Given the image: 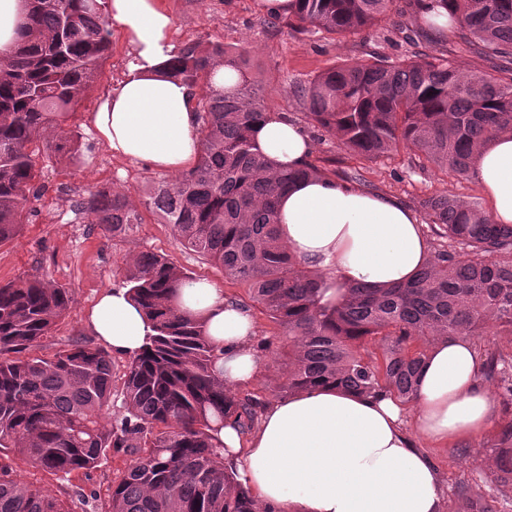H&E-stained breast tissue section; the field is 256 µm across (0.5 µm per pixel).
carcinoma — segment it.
<instances>
[{
	"instance_id": "obj_1",
	"label": "carcinoma",
	"mask_w": 512,
	"mask_h": 512,
	"mask_svg": "<svg viewBox=\"0 0 512 512\" xmlns=\"http://www.w3.org/2000/svg\"><path fill=\"white\" fill-rule=\"evenodd\" d=\"M444 9L448 50L393 60L377 54L334 64L298 85L306 117L359 161L412 148L442 172L476 180L478 156L512 134V0H295L269 14L267 29L341 41L378 27L391 13L420 17ZM107 0H27L21 40L0 57V244L17 237L45 191L35 155L57 163L81 155L68 121L88 100L111 50ZM466 48L496 62L466 70L451 55ZM222 68L232 88L216 85ZM246 49L199 37L178 51L173 74L199 90L193 167L155 183L146 207L172 225L184 248L224 269L274 325L261 348L272 374L253 391L224 386V350L201 318L182 312L177 291L191 279L153 252L132 256L128 293L152 325L143 351L121 377L124 412H112V357L76 342L50 357L37 347L72 303L39 273L0 283V512H87L93 491L74 486L70 501L21 475L20 464L62 479L90 476L107 452L132 456L108 489L105 512H278L224 461L218 432L232 421L247 433L272 398L334 384L361 395L390 393L415 402L417 376L437 341L512 335V224H497L479 202L445 193L418 207L436 238L416 277L382 291L342 285L325 298L322 276L304 269L280 241L278 198L296 181L338 176L336 159L309 158L274 168L253 128L269 115L249 79ZM91 223L120 232L142 223L119 187L102 185L76 204ZM382 342L380 355L368 352ZM482 376L504 416L487 454L493 499H512V355L487 353ZM453 512H493L463 490Z\"/></svg>"
}]
</instances>
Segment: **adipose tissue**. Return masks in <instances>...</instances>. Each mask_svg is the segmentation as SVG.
Listing matches in <instances>:
<instances>
[{
  "label": "adipose tissue",
  "instance_id": "ef3b65f1",
  "mask_svg": "<svg viewBox=\"0 0 512 512\" xmlns=\"http://www.w3.org/2000/svg\"><path fill=\"white\" fill-rule=\"evenodd\" d=\"M108 9L131 52L122 81L92 112L91 124L113 155L183 171L198 157L197 92L171 72L177 55L172 17L160 0H109ZM254 139L277 168L301 164L314 149L300 126L277 116L257 126ZM477 167L493 220L512 224V136H500ZM278 220L283 243L333 286L379 290L407 282L431 254L407 206L337 180L295 183L279 200ZM178 306L201 317L223 347L225 387L238 390L261 378L247 308L205 280L181 288ZM87 326L114 354L128 358L152 333L122 288L103 290ZM482 366L469 339L439 341L420 372L414 411L388 395L320 387L267 405L250 434L229 422L218 436L259 502L284 512H441L442 482L428 450L473 438L493 418L494 401L480 383Z\"/></svg>",
  "mask_w": 512,
  "mask_h": 512
}]
</instances>
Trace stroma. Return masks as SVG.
<instances>
[{"label": "stroma", "instance_id": "35a3bbf8", "mask_svg": "<svg viewBox=\"0 0 512 512\" xmlns=\"http://www.w3.org/2000/svg\"><path fill=\"white\" fill-rule=\"evenodd\" d=\"M257 2L163 0V6L173 17L176 45L208 37L228 46L247 48L251 77L258 83L269 111L282 113L300 125L306 122L305 109L293 95L292 85L313 77L335 61L372 53L404 59L418 48L435 54L442 50L441 43L434 40L411 44L404 31L390 21L363 37L343 42L304 35H273L261 24L264 13ZM111 40V52L96 86L71 122L84 143L83 154L67 166L38 158L46 192L34 202L36 215L30 224L24 225L19 236L0 244V282L37 271L71 292L73 302L69 310L42 341L40 352L45 356L76 341L96 343V336L85 325L87 313L103 289L122 287L129 259L139 251L167 255L193 277L222 288L225 297L235 298L250 308L258 335H270L272 324L259 309L252 307L242 287L226 280L219 265L185 249L170 225L161 223L158 215L143 211L142 223L127 225L125 231L115 233L104 225L89 223L84 214L74 210L75 201L86 198L93 187L105 184L125 189L135 203H142L149 185L164 177L163 172L143 162L113 156L90 129L91 113L122 79L130 53L120 27H113ZM314 153L340 159L342 170L360 171L362 189L391 195L412 209L420 198L441 192L475 199L485 209L490 206L480 184L457 179L424 164L412 149L404 148L396 155L361 165L326 136L315 140ZM495 432V426L491 425L475 438L435 451L443 482L444 506H451L463 488L492 496L491 484L486 479L485 455ZM130 461V456L109 454L91 477L80 476L72 483L29 466L24 467L22 475L25 480L36 482L61 497L70 492L72 484L86 485L97 492L95 512H105L108 487Z\"/></svg>", "mask_w": 512, "mask_h": 512}]
</instances>
